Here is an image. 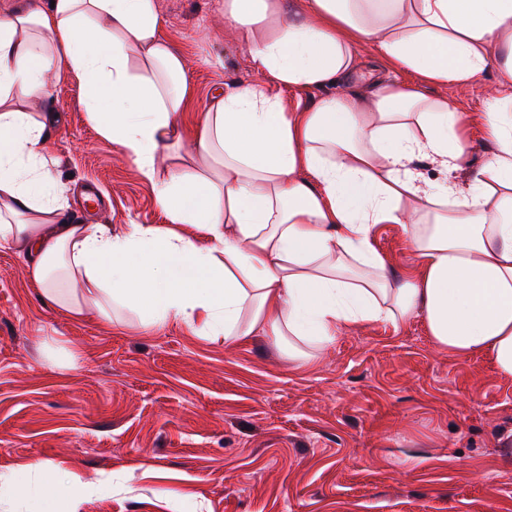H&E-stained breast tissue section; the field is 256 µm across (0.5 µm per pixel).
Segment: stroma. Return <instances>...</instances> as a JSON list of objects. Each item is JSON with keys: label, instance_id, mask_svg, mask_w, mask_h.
Returning <instances> with one entry per match:
<instances>
[{"label": "stroma", "instance_id": "stroma-1", "mask_svg": "<svg viewBox=\"0 0 512 512\" xmlns=\"http://www.w3.org/2000/svg\"><path fill=\"white\" fill-rule=\"evenodd\" d=\"M182 54L192 112L254 80L220 0H157ZM496 72L430 87L463 112L466 187L492 147ZM73 75L27 101L55 121L47 148L83 224H169L149 184L101 137ZM374 244L414 265L400 225ZM70 316L23 256L0 248V472L40 460L110 484L56 512H512V378L483 356L439 351L421 320L342 331L299 365L270 337L212 341L180 324Z\"/></svg>", "mask_w": 512, "mask_h": 512}]
</instances>
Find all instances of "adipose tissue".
<instances>
[{
    "label": "adipose tissue",
    "instance_id": "ef3b65f1",
    "mask_svg": "<svg viewBox=\"0 0 512 512\" xmlns=\"http://www.w3.org/2000/svg\"><path fill=\"white\" fill-rule=\"evenodd\" d=\"M224 28L262 82L219 92L193 125L183 57L156 0H17L0 13V247L73 316L89 307L182 323L212 340L293 336L326 350L344 329L422 320L450 354L512 377V0H224ZM367 43L417 84L353 82ZM66 68L98 133L150 183L171 225L72 223L46 160L48 95ZM499 78L485 131L494 149L464 189L463 115L430 86ZM316 91L309 106L280 90ZM441 168L424 179L422 163ZM197 225L195 241L178 232ZM409 232L397 277L372 243ZM41 475L42 512L90 493Z\"/></svg>",
    "mask_w": 512,
    "mask_h": 512
}]
</instances>
